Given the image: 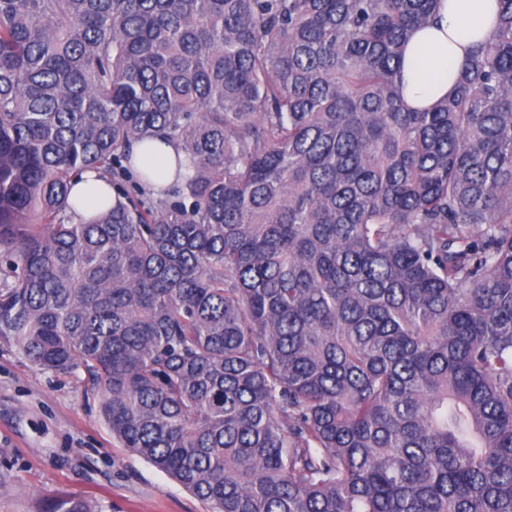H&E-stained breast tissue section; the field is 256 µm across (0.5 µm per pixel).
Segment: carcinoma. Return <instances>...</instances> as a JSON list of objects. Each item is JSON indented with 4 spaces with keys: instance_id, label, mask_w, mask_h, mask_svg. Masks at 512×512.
Wrapping results in <instances>:
<instances>
[{
    "instance_id": "carcinoma-1",
    "label": "carcinoma",
    "mask_w": 512,
    "mask_h": 512,
    "mask_svg": "<svg viewBox=\"0 0 512 512\" xmlns=\"http://www.w3.org/2000/svg\"><path fill=\"white\" fill-rule=\"evenodd\" d=\"M440 4L0 0V345L212 512H512V0L411 111ZM134 158L136 170H151L155 182L167 185L177 178V162L178 159H183V154L178 153L171 144L154 140L136 146ZM96 176V172L87 171L72 186L70 201L76 205L77 219L86 221L96 213L105 210L114 201L112 186ZM91 197L95 199L94 204L88 203Z\"/></svg>"
}]
</instances>
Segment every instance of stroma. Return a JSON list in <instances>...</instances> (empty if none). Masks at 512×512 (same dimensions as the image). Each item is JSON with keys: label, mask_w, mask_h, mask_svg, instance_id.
Instances as JSON below:
<instances>
[{"label": "stroma", "mask_w": 512, "mask_h": 512, "mask_svg": "<svg viewBox=\"0 0 512 512\" xmlns=\"http://www.w3.org/2000/svg\"><path fill=\"white\" fill-rule=\"evenodd\" d=\"M68 494L92 512H210L113 438L84 373L44 372L0 346V512Z\"/></svg>", "instance_id": "stroma-1"}]
</instances>
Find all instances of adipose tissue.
I'll use <instances>...</instances> for the list:
<instances>
[{
    "label": "adipose tissue",
    "mask_w": 512,
    "mask_h": 512,
    "mask_svg": "<svg viewBox=\"0 0 512 512\" xmlns=\"http://www.w3.org/2000/svg\"><path fill=\"white\" fill-rule=\"evenodd\" d=\"M496 17L497 0H443L439 21L415 30L407 43L402 64L406 105L425 109L452 94L469 54L492 33ZM178 159L173 145L155 140L134 149L136 169L151 171L161 185L175 181ZM70 199L86 220L109 207L114 194L111 185L88 171L73 184Z\"/></svg>",
    "instance_id": "adipose-tissue-1"
}]
</instances>
